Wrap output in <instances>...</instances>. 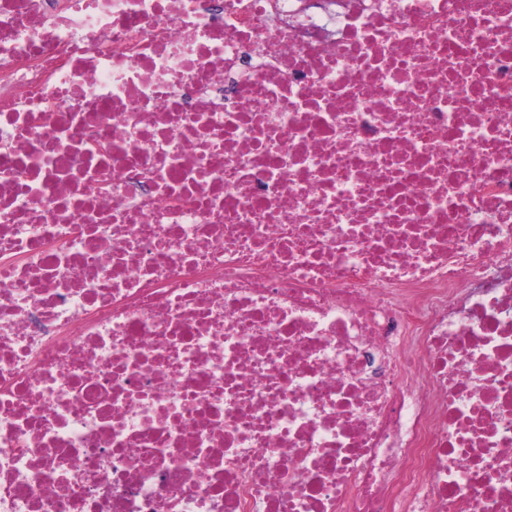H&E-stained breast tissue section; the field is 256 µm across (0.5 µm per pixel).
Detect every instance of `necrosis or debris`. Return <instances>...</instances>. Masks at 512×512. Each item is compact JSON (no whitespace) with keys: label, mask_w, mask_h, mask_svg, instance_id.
Here are the masks:
<instances>
[{"label":"necrosis or debris","mask_w":512,"mask_h":512,"mask_svg":"<svg viewBox=\"0 0 512 512\" xmlns=\"http://www.w3.org/2000/svg\"><path fill=\"white\" fill-rule=\"evenodd\" d=\"M0 512H512V0H0Z\"/></svg>","instance_id":"1"}]
</instances>
